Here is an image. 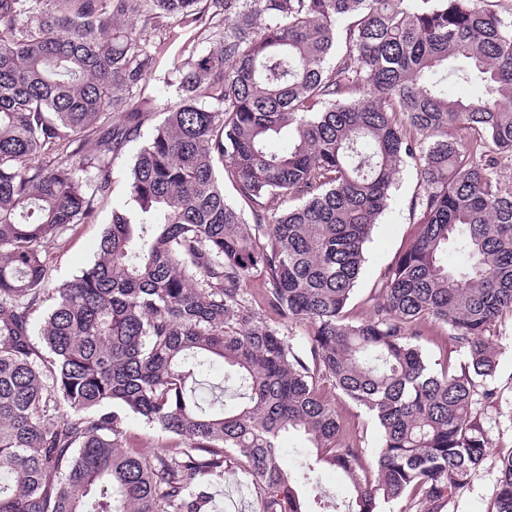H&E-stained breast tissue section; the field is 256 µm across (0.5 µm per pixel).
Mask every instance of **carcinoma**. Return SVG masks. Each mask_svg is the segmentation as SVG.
<instances>
[{
    "label": "carcinoma",
    "mask_w": 512,
    "mask_h": 512,
    "mask_svg": "<svg viewBox=\"0 0 512 512\" xmlns=\"http://www.w3.org/2000/svg\"><path fill=\"white\" fill-rule=\"evenodd\" d=\"M148 27L219 43L173 61L178 99L127 173L134 208L49 288L45 244L95 219L156 113L143 84L166 41ZM450 76L484 94L448 97ZM408 159L418 230L354 321ZM511 163L512 0H0V512H210L208 477L232 462L261 512H307L292 432L343 475L348 512H444L492 447ZM430 321L451 342L438 369ZM285 323L309 327L306 351ZM325 381L376 420L371 462ZM131 415L185 448L124 451ZM497 472L491 512H512V452ZM422 334V345L429 361L441 362L450 348L447 329L441 324L427 323L422 327Z\"/></svg>",
    "instance_id": "carcinoma-1"
}]
</instances>
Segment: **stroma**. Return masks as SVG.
<instances>
[{
	"mask_svg": "<svg viewBox=\"0 0 512 512\" xmlns=\"http://www.w3.org/2000/svg\"><path fill=\"white\" fill-rule=\"evenodd\" d=\"M183 44V39H176L145 80V93L154 98L157 104L163 105L177 98L170 62ZM140 147V141L130 142L114 160L112 194L101 207L97 220L90 224L73 225L64 233L61 241L46 245L52 282L58 283L78 275L92 261L102 228L110 222L113 209L128 207L127 171ZM417 188L418 177L414 166H404L397 176L392 200L373 227L366 244L365 263L349 305L352 319L368 315L372 306L371 295L381 274L417 232L410 211V201ZM494 384L498 402L489 411L493 420V446L486 463L472 476L466 493L456 503L453 512H487L496 483L498 457L512 451V348H503L499 354ZM319 391L324 399L335 405L344 421L358 428L365 455H373L379 444V429L375 422L363 410L342 398L329 383H322ZM124 432V444L129 448H149L160 454H171L185 445L182 437L148 427L137 417L126 421ZM299 484L309 492L307 506L310 512H320L321 502L341 503L350 497L340 476L325 466L309 478L300 479ZM211 489L216 493V512H259L260 498L255 483L239 468L228 467L223 477L213 480Z\"/></svg>",
	"mask_w": 512,
	"mask_h": 512,
	"instance_id": "1",
	"label": "stroma"
}]
</instances>
